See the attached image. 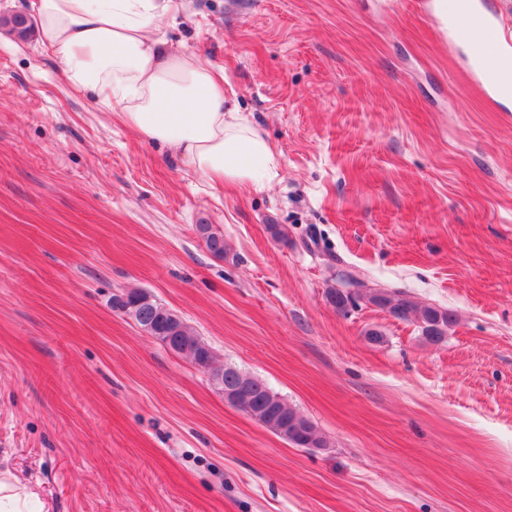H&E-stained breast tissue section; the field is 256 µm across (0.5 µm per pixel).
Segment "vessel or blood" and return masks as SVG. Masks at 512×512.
I'll return each mask as SVG.
<instances>
[{
    "label": "vessel or blood",
    "mask_w": 512,
    "mask_h": 512,
    "mask_svg": "<svg viewBox=\"0 0 512 512\" xmlns=\"http://www.w3.org/2000/svg\"><path fill=\"white\" fill-rule=\"evenodd\" d=\"M444 33L452 42H470L467 66L487 96L512 97V10L491 0H456Z\"/></svg>",
    "instance_id": "1"
}]
</instances>
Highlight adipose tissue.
Returning a JSON list of instances; mask_svg holds the SVG:
<instances>
[{
    "label": "adipose tissue",
    "mask_w": 512,
    "mask_h": 512,
    "mask_svg": "<svg viewBox=\"0 0 512 512\" xmlns=\"http://www.w3.org/2000/svg\"><path fill=\"white\" fill-rule=\"evenodd\" d=\"M40 42L75 90L94 93L148 142L211 185L265 187L280 160L241 112L227 108L224 76L174 50L157 21L173 0H28ZM0 512H49L38 491L0 470Z\"/></svg>",
    "instance_id": "obj_1"
}]
</instances>
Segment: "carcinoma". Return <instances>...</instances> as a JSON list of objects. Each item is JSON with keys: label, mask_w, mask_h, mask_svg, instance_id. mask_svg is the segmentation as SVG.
<instances>
[{"label": "carcinoma", "mask_w": 512, "mask_h": 512, "mask_svg": "<svg viewBox=\"0 0 512 512\" xmlns=\"http://www.w3.org/2000/svg\"><path fill=\"white\" fill-rule=\"evenodd\" d=\"M2 25L10 27V31L22 39L28 37L33 30L32 25L24 24V19L17 15L0 18V26ZM197 230L207 250L216 257H224V235L210 224H199ZM344 286L345 281L342 280L340 286H331L325 292L327 302L336 311L346 312L362 303L379 308L388 305L393 317L418 322L421 335L430 343H439L448 332V326L454 323V316L450 311L422 305L406 292L391 290L380 295L376 289L366 287L351 295L344 290ZM123 296L126 300L112 301V308L129 316L147 335L163 343H174L175 353L201 367L212 361L209 346L175 312L165 308L142 290H130L123 293ZM241 386L244 387L240 397L242 411L263 425L274 422L271 431L288 444L296 448L327 447L326 439L312 420L290 406L258 378L236 368L226 369L217 388L224 392L235 391Z\"/></svg>", "instance_id": "cac0c4a2"}]
</instances>
